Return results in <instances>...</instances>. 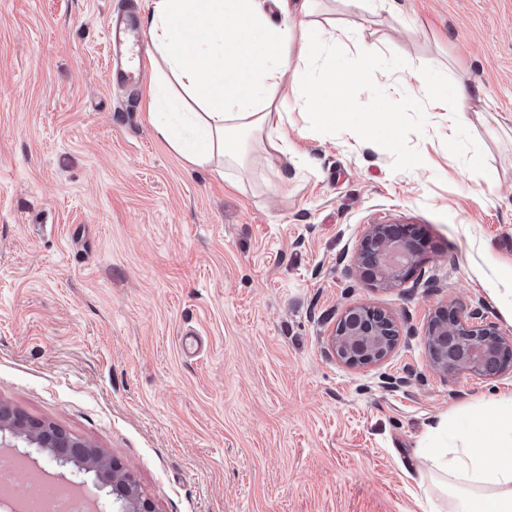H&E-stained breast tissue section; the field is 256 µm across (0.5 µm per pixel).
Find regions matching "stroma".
<instances>
[{
  "label": "stroma",
  "mask_w": 512,
  "mask_h": 512,
  "mask_svg": "<svg viewBox=\"0 0 512 512\" xmlns=\"http://www.w3.org/2000/svg\"><path fill=\"white\" fill-rule=\"evenodd\" d=\"M145 0H0V402L117 457L157 512H422L413 453L440 419L512 396V372L448 378L438 306L512 335V0H315L405 89L393 143L290 113L288 177L192 167L158 135L145 80H109L106 27ZM468 74L449 131L418 76ZM370 224L425 247L403 287L353 271ZM391 312L393 352L337 360L354 305Z\"/></svg>",
  "instance_id": "stroma-1"
}]
</instances>
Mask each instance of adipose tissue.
<instances>
[{
    "label": "adipose tissue",
    "instance_id": "ef3b65f1",
    "mask_svg": "<svg viewBox=\"0 0 512 512\" xmlns=\"http://www.w3.org/2000/svg\"><path fill=\"white\" fill-rule=\"evenodd\" d=\"M271 2L281 14L276 25L268 19ZM147 8L144 34L164 64L151 115L186 163L246 166L248 137L263 133L276 159L287 163L288 136L279 127L288 110L366 140L395 137L396 94L386 95L373 115L348 99L351 85L375 75L374 48L356 43L358 64L350 67L336 60L335 29L301 35L312 0H147ZM288 82L292 100H278ZM417 90L455 125L480 93L464 74L444 87L419 78ZM433 432L445 444L416 451L426 463L419 472L429 487L425 512H512V398L451 414Z\"/></svg>",
    "mask_w": 512,
    "mask_h": 512
}]
</instances>
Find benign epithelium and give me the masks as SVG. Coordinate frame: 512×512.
Here are the masks:
<instances>
[{"label": "benign epithelium", "instance_id": "1", "mask_svg": "<svg viewBox=\"0 0 512 512\" xmlns=\"http://www.w3.org/2000/svg\"><path fill=\"white\" fill-rule=\"evenodd\" d=\"M419 240L403 224H370L354 261V270L375 286L396 287L405 282L415 262ZM398 325L389 312L367 304L347 308L336 322L331 346L336 358L352 368H365L384 361L394 350ZM425 343L434 370L453 379L461 375L492 377L512 368V359L500 353L512 351V336L496 325L476 321L475 314L456 303L439 308L431 318ZM0 447L32 448L46 454L59 467L73 464L76 473H93L101 487L112 494L99 512H157L130 472L117 481L113 472L123 470L118 460L92 444L66 434L51 423L24 416L0 403Z\"/></svg>", "mask_w": 512, "mask_h": 512}]
</instances>
